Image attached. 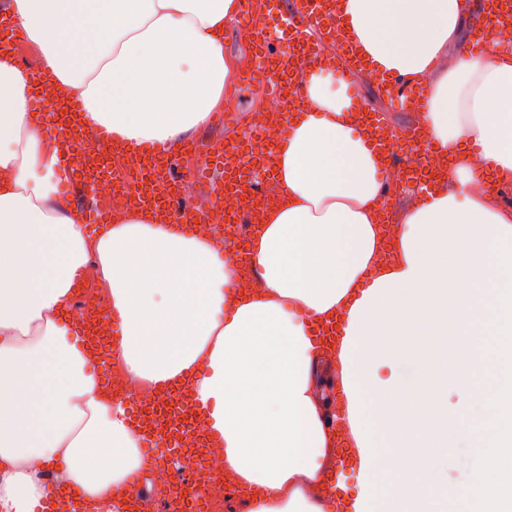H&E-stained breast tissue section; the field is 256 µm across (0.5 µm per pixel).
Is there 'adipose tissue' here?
I'll use <instances>...</instances> for the list:
<instances>
[{
  "mask_svg": "<svg viewBox=\"0 0 512 512\" xmlns=\"http://www.w3.org/2000/svg\"><path fill=\"white\" fill-rule=\"evenodd\" d=\"M240 0H12L43 63L91 127L174 144L207 123L235 66L224 26ZM468 0H342L368 72L420 86L448 173L420 187L386 243L384 161L354 120L342 74L305 71L302 110L274 149L276 204L237 264L223 244L128 212L89 236L54 210L65 171L28 124L40 82L0 50V512H44L82 495L111 512L144 470L141 432L89 371L71 301L92 271L119 319L113 362L205 409L247 512H474L479 476L448 480V451L512 447V419L484 426L467 376L500 377L498 348L448 358L452 336L512 328V207L482 189L512 182V48L474 38ZM97 39L73 53V28ZM259 286H234L242 271ZM337 327L332 353L314 334ZM397 375L385 382L382 366ZM356 480L333 478L336 465ZM58 469L53 486L37 470Z\"/></svg>",
  "mask_w": 512,
  "mask_h": 512,
  "instance_id": "ef3b65f1",
  "label": "adipose tissue"
}]
</instances>
